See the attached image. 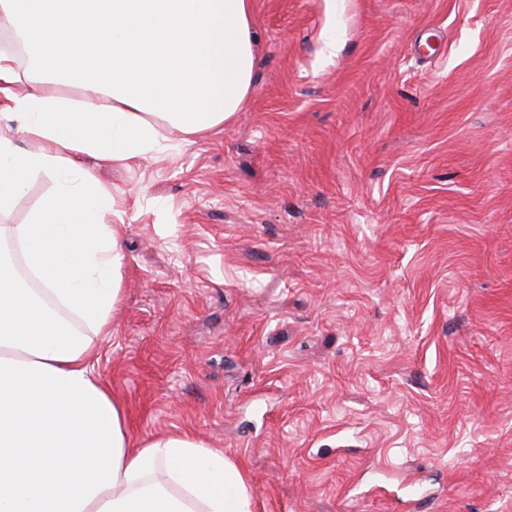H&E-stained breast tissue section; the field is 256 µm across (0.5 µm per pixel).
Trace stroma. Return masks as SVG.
Here are the masks:
<instances>
[{
    "label": "stroma",
    "instance_id": "1",
    "mask_svg": "<svg viewBox=\"0 0 512 512\" xmlns=\"http://www.w3.org/2000/svg\"><path fill=\"white\" fill-rule=\"evenodd\" d=\"M245 111L114 164L98 370L254 512H512V0H254ZM55 188L32 178L0 226Z\"/></svg>",
    "mask_w": 512,
    "mask_h": 512
}]
</instances>
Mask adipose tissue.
Segmentation results:
<instances>
[{
    "label": "adipose tissue",
    "mask_w": 512,
    "mask_h": 512,
    "mask_svg": "<svg viewBox=\"0 0 512 512\" xmlns=\"http://www.w3.org/2000/svg\"><path fill=\"white\" fill-rule=\"evenodd\" d=\"M252 0H0L27 55L0 51V213L28 180L57 186L11 227L26 287L0 259V512H253L223 451L180 434L130 436L97 342L121 295L123 225L85 171L162 151L242 111L254 67ZM93 91L94 102L58 87ZM39 143L20 152L15 138Z\"/></svg>",
    "instance_id": "1"
}]
</instances>
